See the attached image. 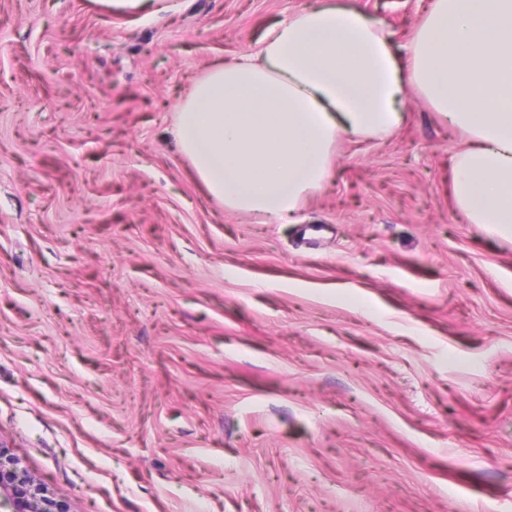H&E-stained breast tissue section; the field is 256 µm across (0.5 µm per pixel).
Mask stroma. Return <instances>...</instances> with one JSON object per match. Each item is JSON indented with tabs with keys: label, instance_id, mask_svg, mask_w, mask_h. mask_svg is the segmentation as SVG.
Listing matches in <instances>:
<instances>
[{
	"label": "stroma",
	"instance_id": "35a3bbf8",
	"mask_svg": "<svg viewBox=\"0 0 512 512\" xmlns=\"http://www.w3.org/2000/svg\"><path fill=\"white\" fill-rule=\"evenodd\" d=\"M304 2L0 0V442L72 512H512V241L455 206L466 135L408 90L291 224L176 142ZM340 2L401 56L430 0ZM101 9L108 15L129 17L137 14L154 15L171 9L168 0H96Z\"/></svg>",
	"mask_w": 512,
	"mask_h": 512
}]
</instances>
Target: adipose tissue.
Returning <instances> with one entry per match:
<instances>
[{"instance_id": "adipose-tissue-1", "label": "adipose tissue", "mask_w": 512, "mask_h": 512, "mask_svg": "<svg viewBox=\"0 0 512 512\" xmlns=\"http://www.w3.org/2000/svg\"><path fill=\"white\" fill-rule=\"evenodd\" d=\"M415 89L468 136L452 195L468 223L512 240V0H431L397 59L381 20L311 0L254 52L213 65L173 133L226 210L292 218L326 180L339 137L381 140Z\"/></svg>"}]
</instances>
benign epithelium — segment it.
I'll use <instances>...</instances> for the list:
<instances>
[{
	"mask_svg": "<svg viewBox=\"0 0 512 512\" xmlns=\"http://www.w3.org/2000/svg\"><path fill=\"white\" fill-rule=\"evenodd\" d=\"M12 502L13 512H70L48 488L28 471L19 467V459L0 443V496Z\"/></svg>",
	"mask_w": 512,
	"mask_h": 512,
	"instance_id": "1",
	"label": "benign epithelium"
}]
</instances>
